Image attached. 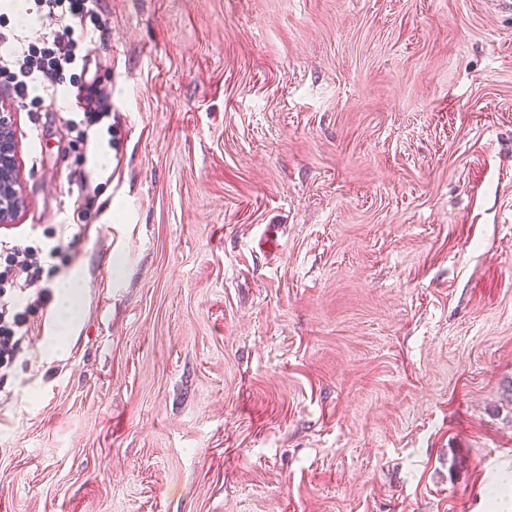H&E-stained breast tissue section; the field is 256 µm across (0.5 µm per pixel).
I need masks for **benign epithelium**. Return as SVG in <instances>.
I'll return each mask as SVG.
<instances>
[{"mask_svg":"<svg viewBox=\"0 0 512 512\" xmlns=\"http://www.w3.org/2000/svg\"><path fill=\"white\" fill-rule=\"evenodd\" d=\"M15 113L0 105V224H10L24 206L17 176Z\"/></svg>","mask_w":512,"mask_h":512,"instance_id":"1","label":"benign epithelium"}]
</instances>
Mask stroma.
I'll return each mask as SVG.
<instances>
[{"label": "stroma", "instance_id": "stroma-1", "mask_svg": "<svg viewBox=\"0 0 512 512\" xmlns=\"http://www.w3.org/2000/svg\"><path fill=\"white\" fill-rule=\"evenodd\" d=\"M98 21L55 103L0 72L26 201L0 238L80 232L42 285L82 288L0 370V512H512V5ZM89 82L99 150L65 121ZM82 112H68L72 117L67 122L78 129L79 137L88 145L90 133L94 134L95 142H102L108 136L107 146L112 145V102L105 97L88 100L79 107Z\"/></svg>", "mask_w": 512, "mask_h": 512}]
</instances>
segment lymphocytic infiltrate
<instances>
[{"label": "lymphocytic infiltrate", "mask_w": 512, "mask_h": 512, "mask_svg": "<svg viewBox=\"0 0 512 512\" xmlns=\"http://www.w3.org/2000/svg\"><path fill=\"white\" fill-rule=\"evenodd\" d=\"M31 10L42 21L27 46H20L14 31H0V64L12 67L13 93L17 102L30 95L56 100L65 70L74 66L78 51L88 37L87 20L97 18L100 0H30ZM112 103L95 98L73 113L70 125L82 140L103 141L111 135ZM64 249L56 244L43 251L9 241H0L5 256L0 266V368L6 367L19 353L28 334L27 308L17 304L23 296L42 305L50 298L48 289L39 285L45 266Z\"/></svg>", "instance_id": "1"}]
</instances>
